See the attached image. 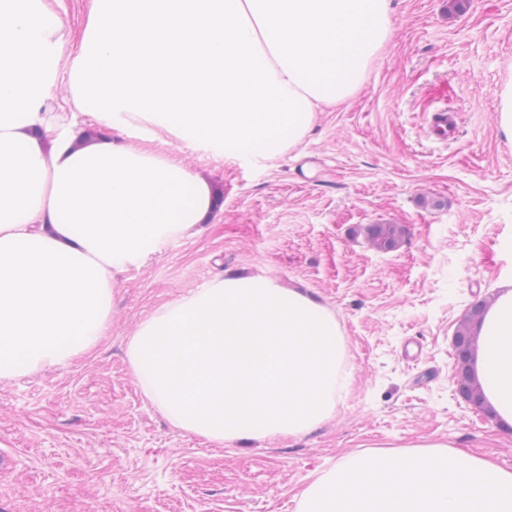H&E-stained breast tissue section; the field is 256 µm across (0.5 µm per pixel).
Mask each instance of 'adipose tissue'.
I'll use <instances>...</instances> for the list:
<instances>
[{"label":"adipose tissue","instance_id":"1","mask_svg":"<svg viewBox=\"0 0 512 512\" xmlns=\"http://www.w3.org/2000/svg\"><path fill=\"white\" fill-rule=\"evenodd\" d=\"M391 0H94L62 68L46 0H0V380L60 366L109 330L117 273L204 221L207 181L157 131L215 157L271 159L347 103L391 36ZM67 74L87 139L43 105ZM473 371L512 426V282L479 328Z\"/></svg>","mask_w":512,"mask_h":512}]
</instances>
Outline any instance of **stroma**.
<instances>
[{
	"mask_svg": "<svg viewBox=\"0 0 512 512\" xmlns=\"http://www.w3.org/2000/svg\"><path fill=\"white\" fill-rule=\"evenodd\" d=\"M63 61L93 0H50ZM392 34L361 91L274 159L172 150L215 197L207 224L116 275L112 324L68 365L0 382V512H296L315 473L350 454L447 445L512 469V429L456 386L454 336L512 281V0H393ZM453 139L429 135L435 113ZM401 224L384 251L362 232ZM244 272L335 315L352 375L333 416L299 436L212 442L142 392L126 347L141 322Z\"/></svg>",
	"mask_w": 512,
	"mask_h": 512,
	"instance_id": "stroma-1",
	"label": "stroma"
}]
</instances>
